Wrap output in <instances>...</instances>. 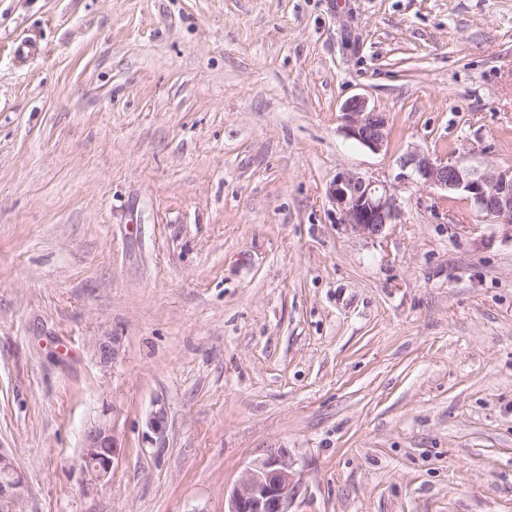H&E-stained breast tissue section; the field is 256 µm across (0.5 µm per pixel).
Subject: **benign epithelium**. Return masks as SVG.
<instances>
[{
  "label": "benign epithelium",
  "instance_id": "1",
  "mask_svg": "<svg viewBox=\"0 0 512 512\" xmlns=\"http://www.w3.org/2000/svg\"><path fill=\"white\" fill-rule=\"evenodd\" d=\"M345 136L363 148L379 153L391 142L387 113L363 96H353L341 108ZM396 182L366 177L353 170L336 174L328 198L341 223L354 232L375 236L388 224L399 223L402 208L399 185L416 184L448 195L462 193L486 218L512 224V165L477 167L438 157L421 148L407 150L397 159ZM120 453L114 430L98 423L85 433L80 466L93 485L107 480ZM302 487L298 460L286 448H271L242 473L231 492L228 512H292ZM27 490L12 456L0 448V512H23Z\"/></svg>",
  "mask_w": 512,
  "mask_h": 512
}]
</instances>
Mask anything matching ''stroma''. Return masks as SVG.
Returning a JSON list of instances; mask_svg holds the SVG:
<instances>
[{
  "mask_svg": "<svg viewBox=\"0 0 512 512\" xmlns=\"http://www.w3.org/2000/svg\"><path fill=\"white\" fill-rule=\"evenodd\" d=\"M355 95L389 150L342 133ZM412 145L512 162V0H0L25 512H226L270 448L299 461L294 512H512V226L413 186L360 235L327 197ZM101 422L121 451L93 489ZM120 450L114 430L109 425L98 423L86 431L80 466L89 476L91 485L96 486L107 480Z\"/></svg>",
  "mask_w": 512,
  "mask_h": 512,
  "instance_id": "1",
  "label": "stroma"
}]
</instances>
